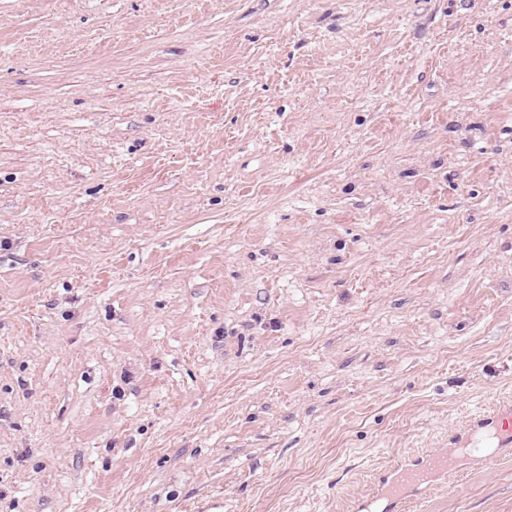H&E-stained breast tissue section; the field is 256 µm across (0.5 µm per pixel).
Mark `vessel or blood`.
I'll use <instances>...</instances> for the list:
<instances>
[{
    "instance_id": "b4317fda",
    "label": "vessel or blood",
    "mask_w": 512,
    "mask_h": 512,
    "mask_svg": "<svg viewBox=\"0 0 512 512\" xmlns=\"http://www.w3.org/2000/svg\"><path fill=\"white\" fill-rule=\"evenodd\" d=\"M489 427L494 429L501 444L512 443L511 401L496 402L469 419L463 430L451 436L447 448L381 470L371 494L355 501L354 512H368L378 501L385 503L387 512H405L412 500L459 472V452L478 454L477 438Z\"/></svg>"
}]
</instances>
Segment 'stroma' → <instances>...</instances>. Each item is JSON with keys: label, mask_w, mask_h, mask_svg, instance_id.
Returning a JSON list of instances; mask_svg holds the SVG:
<instances>
[{"label": "stroma", "mask_w": 512, "mask_h": 512, "mask_svg": "<svg viewBox=\"0 0 512 512\" xmlns=\"http://www.w3.org/2000/svg\"><path fill=\"white\" fill-rule=\"evenodd\" d=\"M509 396L512 0H0V512H348Z\"/></svg>", "instance_id": "obj_1"}]
</instances>
